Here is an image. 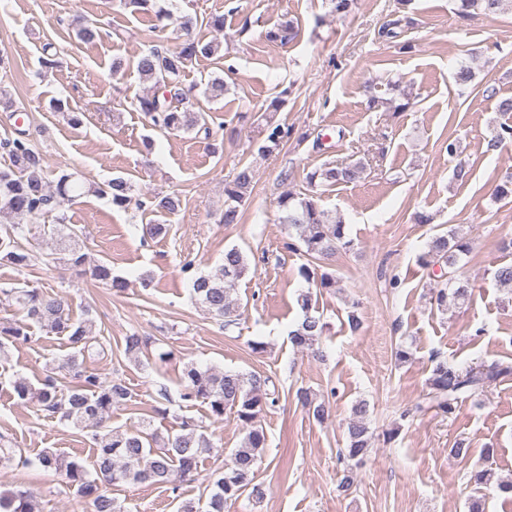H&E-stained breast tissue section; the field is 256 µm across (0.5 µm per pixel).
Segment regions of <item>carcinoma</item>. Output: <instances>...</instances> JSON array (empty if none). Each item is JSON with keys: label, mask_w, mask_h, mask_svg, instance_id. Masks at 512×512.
I'll return each mask as SVG.
<instances>
[{"label": "carcinoma", "mask_w": 512, "mask_h": 512, "mask_svg": "<svg viewBox=\"0 0 512 512\" xmlns=\"http://www.w3.org/2000/svg\"><path fill=\"white\" fill-rule=\"evenodd\" d=\"M163 0H123V5L135 11L154 12L158 21L172 20V13L161 5ZM466 10H476L486 16H497L512 11V0H461ZM220 52L215 41L203 42L186 37L173 49L153 47L143 52L137 60V71L146 80L154 82L155 90L137 99L136 109L151 124L167 132L189 131L199 128L210 135L208 114L188 108L191 89L181 81L182 73L203 57L210 58ZM498 112L506 121L498 123L487 142L495 150L512 142V97L498 101ZM292 129L280 124L267 123L262 151L271 153L278 149ZM0 149L8 163L0 167V215L12 219L0 225V263L16 268L30 266L37 250L48 245L59 260L81 267L87 263L83 252V230L75 224L65 223V217H56L54 224L30 226L27 221L54 212L60 201H76L87 195L105 198L112 206L125 209L134 197L130 179L116 176L102 184L87 183L77 174L59 169L55 180L46 176V160L26 138L18 136L0 140ZM364 170L360 162L345 165L326 164L307 176L310 191L305 194L286 193L279 198L281 221L296 231L298 241L308 256V263L299 267V275L318 288L336 286V274L328 272L317 261L340 250L353 246L340 220L330 217L320 204L315 192L319 185L333 186L356 181ZM255 171L249 165L241 166L231 183L224 188V224H238L240 207L247 198L254 182ZM150 206L158 211L173 213L180 208L176 195L153 194L148 197ZM470 253V243L456 228L435 236L427 252L420 257L424 268L439 266L447 278L446 286L437 289L438 306H448V300L463 301L476 285L465 278L461 262ZM249 271L246 254L232 247L224 251L223 264L213 273L192 275V295L214 318L229 326L234 323L236 299L232 298L236 283ZM492 279L499 287L512 294V262L495 266ZM94 279L116 292L128 288V282L112 274L107 264L92 268ZM23 313L24 322L0 328V360L8 355V343L32 339L29 328L36 327L47 335L64 336L74 352L64 359L60 370L74 379L65 390L57 386L52 375L45 376L34 386L23 377L6 382L17 402L39 407L48 416L69 424L80 431H87L94 442L93 471H88L76 455L45 448L23 463L54 472L63 477L65 487L90 506V512H127L124 505L113 497L107 486L119 483H148L166 488L173 499L181 496V483L197 469L199 458L211 452L216 445L205 433L203 426L191 418H183L174 432L162 434L143 420L127 428L109 425L112 408L123 405L130 397V389L121 379H103L79 362L81 356H99L105 352L104 344L92 336L89 317L74 318L64 301L38 288L16 287L7 290ZM303 312L302 320L289 332L292 343L300 349H311L325 335L328 324L323 317L312 313V295L307 292L298 298ZM125 354L136 362L148 349L149 338L132 333L124 338ZM512 376V364L501 360L482 362L460 368L446 361H434L428 378L427 399L429 407L452 416L459 403L483 395L493 383ZM179 397L185 402L207 405L212 423L224 420L230 409L236 414L244 432L237 448L231 452V461L214 478L205 508L192 502H183L178 512H224L227 503L242 496L256 503L265 495L262 484L256 481L257 467L262 462L266 448V434L260 418L276 406L278 395L271 377L255 373L220 371L202 367L194 362L183 365L179 381ZM298 399L307 414L318 422L329 418L330 405L319 401L305 389L298 392ZM369 404L360 400L351 409L346 426V445L339 451L344 470L339 487L347 491L355 482L353 467L369 455L368 428ZM473 495L468 502V512H485L484 490L494 487L502 494H512V481L497 479L491 469L478 467L470 472ZM0 512H38L33 494L21 488L0 492Z\"/></svg>", "instance_id": "cac0c4a2"}]
</instances>
